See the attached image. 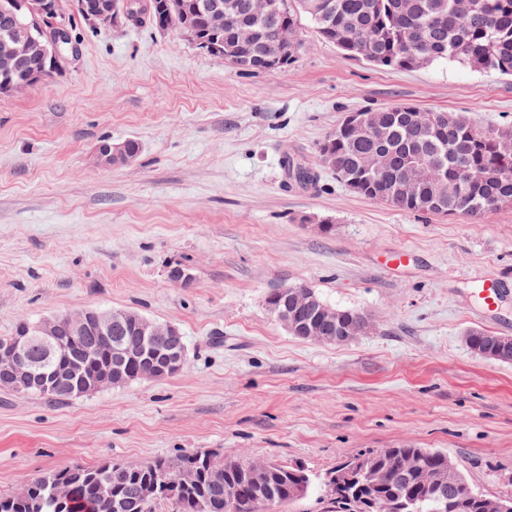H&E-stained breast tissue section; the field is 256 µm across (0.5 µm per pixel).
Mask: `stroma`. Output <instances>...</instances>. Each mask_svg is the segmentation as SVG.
<instances>
[{
    "instance_id": "35a3bbf8",
    "label": "stroma",
    "mask_w": 512,
    "mask_h": 512,
    "mask_svg": "<svg viewBox=\"0 0 512 512\" xmlns=\"http://www.w3.org/2000/svg\"><path fill=\"white\" fill-rule=\"evenodd\" d=\"M75 61L0 94V336L80 309L175 324V376L57 403L0 390V493L33 476L185 450L330 471L365 449L446 451L469 484L512 496V364L471 329L512 336V207L478 219L354 194L318 145L350 112L406 104L512 130V75L447 60L390 70L302 25L297 61L246 72L174 31L89 28ZM136 159L97 165L102 141ZM316 188L287 183L283 159ZM179 265L181 286L167 277ZM495 277L484 312L472 283ZM304 285L367 333L303 341L267 310Z\"/></svg>"
}]
</instances>
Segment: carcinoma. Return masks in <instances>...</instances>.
Here are the masks:
<instances>
[{"mask_svg": "<svg viewBox=\"0 0 512 512\" xmlns=\"http://www.w3.org/2000/svg\"><path fill=\"white\" fill-rule=\"evenodd\" d=\"M132 11L130 24L168 29L175 18L193 16L198 0H164L166 6L152 15L140 11L141 0H127ZM224 0V43L241 27L257 32L254 45L240 46L250 55L256 45L274 36L273 28L286 27L297 33L309 21L319 37L341 53L387 69H413L435 60H452L475 68L512 75V0H274L276 12L267 17L240 11L237 3ZM407 105L375 110L372 129L365 132L336 130L318 148L319 154L333 152L336 165L355 175L359 158L382 147L389 153L387 168L376 174L377 182L395 195L391 206L437 216L456 215L477 219L496 210L503 199H512V135L482 129L465 115L447 113L450 122L432 135L423 133L406 119ZM420 157L431 163L444 162L448 204L434 205L439 187L433 182L407 185L402 178L406 163ZM294 180L307 185L314 173L307 167L283 161ZM116 309L118 323L112 342L93 336L63 337L66 349L55 353L32 344L28 360L50 370L80 358L83 371L95 370L98 361L112 356L116 342L132 340L123 315ZM99 390L91 383L83 391L67 385L43 397L63 402ZM378 472L373 483L328 493L313 482L302 497L296 495L297 464L268 462L270 489L254 487L243 477L248 459H228L198 451L175 458H157L141 463L112 461L96 467H69L37 475L28 482V494H0V512H116L119 501L139 497L143 484L159 482L160 470L177 472L190 467L198 484L172 496L163 487L157 495L141 501L139 512H156L167 504L171 512H225V494H234L237 512H285V507L313 500L320 512H496L512 508V497L490 498L473 489L448 453L434 448L404 444L353 455L336 465L347 468L357 459ZM68 480L67 498L61 509L47 499L45 481L52 476Z\"/></svg>", "mask_w": 512, "mask_h": 512, "instance_id": "cac0c4a2", "label": "carcinoma"}]
</instances>
